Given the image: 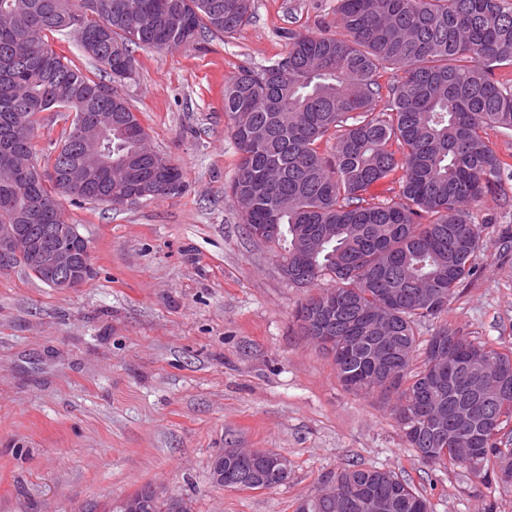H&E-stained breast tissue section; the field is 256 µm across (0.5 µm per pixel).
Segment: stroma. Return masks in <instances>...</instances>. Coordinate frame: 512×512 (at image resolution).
<instances>
[{
  "label": "stroma",
  "instance_id": "1",
  "mask_svg": "<svg viewBox=\"0 0 512 512\" xmlns=\"http://www.w3.org/2000/svg\"><path fill=\"white\" fill-rule=\"evenodd\" d=\"M335 9L255 0L235 34L136 50L116 89L185 187L122 206L63 199L89 244L83 288L0 270V512H108L146 484L193 512H294L351 464L395 471L434 512H512V487L423 465L379 396L343 388L295 322L307 289L288 284L225 193L239 162L225 80L282 56L288 31H333ZM71 119L41 113L39 161ZM470 212L486 227L476 273L440 321L512 346V178ZM225 448L278 450L291 474L263 491L218 486L210 467Z\"/></svg>",
  "mask_w": 512,
  "mask_h": 512
}]
</instances>
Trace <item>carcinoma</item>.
Wrapping results in <instances>:
<instances>
[{
  "mask_svg": "<svg viewBox=\"0 0 512 512\" xmlns=\"http://www.w3.org/2000/svg\"><path fill=\"white\" fill-rule=\"evenodd\" d=\"M336 33L290 35L288 51L224 82V112L240 162L230 185L240 220L277 224L268 240L288 263V282L331 285L296 311L303 336L332 357L336 377L355 394L378 393L408 447L425 464L460 468L483 482L512 475V347L462 336L444 324L419 347L416 325L438 318L474 272L483 226L468 207L501 182L504 167L481 132L512 128V84L492 80L512 65V5L507 0H336ZM254 0H0V162L33 155L38 115L65 108L92 117L112 113L98 148L112 166L82 167L83 145L68 131L46 166L0 173V225L23 224L50 248L65 223L61 198L96 201L114 194L154 161L148 134L116 94L98 97L103 78L135 69V49L186 46L206 34L231 35L253 15ZM71 35L96 64L90 76L50 43ZM401 75L378 111L381 71ZM330 154L319 151L329 137ZM403 149L402 157L391 150ZM54 173H49V170ZM403 171L399 194L377 200L369 190ZM39 281L38 259L18 261ZM388 327L397 345L386 367L393 389L375 370L376 336ZM448 350L443 381L433 354ZM422 364L412 368L415 352ZM486 390L484 411L498 420L467 432L455 412L471 398V380ZM282 454L242 450L224 458L227 487L274 488L271 468ZM390 512H430L429 501L391 470L350 465L322 476L317 493L296 512H367L364 497ZM144 512H170L150 487L135 492Z\"/></svg>",
  "mask_w": 512,
  "mask_h": 512,
  "instance_id": "cac0c4a2",
  "label": "carcinoma"
}]
</instances>
